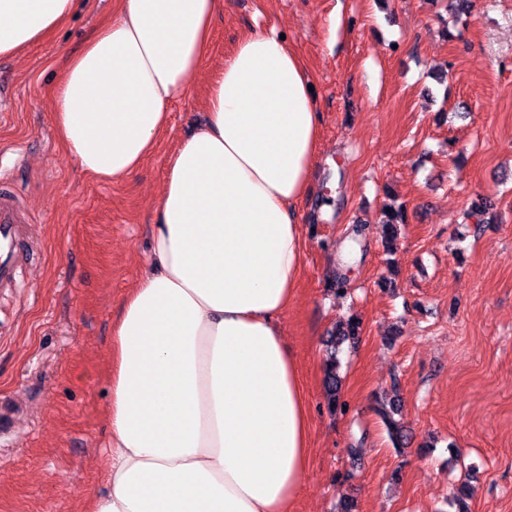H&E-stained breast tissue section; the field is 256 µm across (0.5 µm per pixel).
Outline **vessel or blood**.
I'll return each mask as SVG.
<instances>
[{
    "label": "vessel or blood",
    "instance_id": "vessel-or-blood-1",
    "mask_svg": "<svg viewBox=\"0 0 512 512\" xmlns=\"http://www.w3.org/2000/svg\"><path fill=\"white\" fill-rule=\"evenodd\" d=\"M34 245L14 191L0 182V288H13L30 261Z\"/></svg>",
    "mask_w": 512,
    "mask_h": 512
}]
</instances>
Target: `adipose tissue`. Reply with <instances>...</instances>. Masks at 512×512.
Here are the masks:
<instances>
[{
  "instance_id": "obj_1",
  "label": "adipose tissue",
  "mask_w": 512,
  "mask_h": 512,
  "mask_svg": "<svg viewBox=\"0 0 512 512\" xmlns=\"http://www.w3.org/2000/svg\"><path fill=\"white\" fill-rule=\"evenodd\" d=\"M65 64L51 99L73 164L135 171L211 50L221 0H120ZM75 0H0V54L62 26ZM278 31L246 35L217 68L205 120L170 158L152 268L124 296L109 349L106 493L81 512H292L310 416L279 319L304 241L321 119Z\"/></svg>"
}]
</instances>
